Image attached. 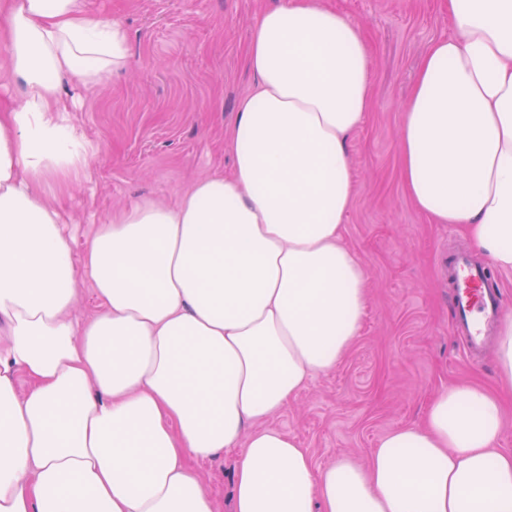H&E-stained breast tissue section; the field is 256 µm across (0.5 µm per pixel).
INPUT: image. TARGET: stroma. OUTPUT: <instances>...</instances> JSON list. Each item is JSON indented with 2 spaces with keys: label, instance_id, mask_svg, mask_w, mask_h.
<instances>
[{
  "label": "stroma",
  "instance_id": "1",
  "mask_svg": "<svg viewBox=\"0 0 512 512\" xmlns=\"http://www.w3.org/2000/svg\"><path fill=\"white\" fill-rule=\"evenodd\" d=\"M279 0H95L98 16L126 30L123 71L85 88L64 81L72 119L95 153L88 178L56 201L73 259L112 212L141 199L173 205L199 178L232 172L224 136L256 77L247 47L257 14ZM370 42V102L348 139L355 196L344 243L367 272L360 332L336 368L315 375L266 424L307 448L316 465L366 461L397 427L421 423L442 388H496L495 349L471 363L453 335L444 256L472 252L458 224H438L407 197L397 134L418 65L454 35L446 0H324ZM237 452L198 462L218 512H232Z\"/></svg>",
  "mask_w": 512,
  "mask_h": 512
}]
</instances>
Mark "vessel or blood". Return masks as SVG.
<instances>
[{"mask_svg": "<svg viewBox=\"0 0 512 512\" xmlns=\"http://www.w3.org/2000/svg\"><path fill=\"white\" fill-rule=\"evenodd\" d=\"M440 272L457 288L454 316L458 334L464 338L470 352H480L488 332L505 319L501 300L495 289L488 286L485 269L474 265L467 254L449 257Z\"/></svg>", "mask_w": 512, "mask_h": 512, "instance_id": "obj_1", "label": "vessel or blood"}]
</instances>
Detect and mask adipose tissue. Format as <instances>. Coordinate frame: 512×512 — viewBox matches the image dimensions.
<instances>
[{
    "mask_svg": "<svg viewBox=\"0 0 512 512\" xmlns=\"http://www.w3.org/2000/svg\"><path fill=\"white\" fill-rule=\"evenodd\" d=\"M447 2L456 33L416 75L402 180L420 212L512 271V0ZM0 45V512H217L195 463L228 448L233 512H512V451L498 446L511 318L499 392L442 388L423 424L386 434L366 463L316 466L262 425L336 367L365 309V266L344 243L347 139L370 97L355 22L321 0L262 12L231 175L112 214L78 262L45 189L87 177L94 146L60 79L123 69L126 31L87 0H0ZM84 277L101 311L80 325Z\"/></svg>",
    "mask_w": 512,
    "mask_h": 512,
    "instance_id": "ef3b65f1",
    "label": "adipose tissue"
}]
</instances>
